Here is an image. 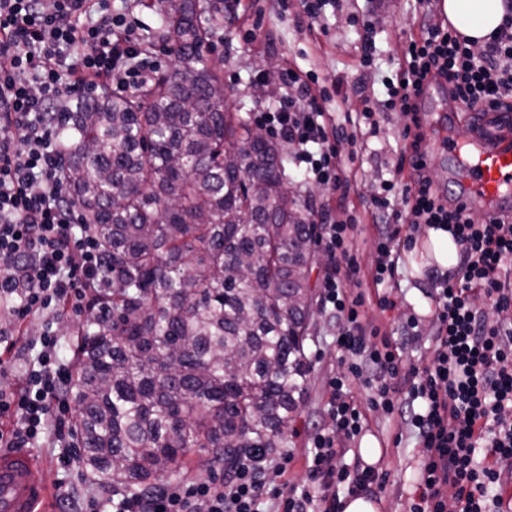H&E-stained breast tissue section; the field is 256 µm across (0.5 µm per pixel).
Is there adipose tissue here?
<instances>
[{"label":"adipose tissue","mask_w":512,"mask_h":512,"mask_svg":"<svg viewBox=\"0 0 512 512\" xmlns=\"http://www.w3.org/2000/svg\"><path fill=\"white\" fill-rule=\"evenodd\" d=\"M442 12L459 35L480 46L502 23L504 0H443ZM428 252L440 269H451L457 263L458 247L446 231L427 229L422 248L410 250L406 259L419 269L424 267Z\"/></svg>","instance_id":"ef3b65f1"}]
</instances>
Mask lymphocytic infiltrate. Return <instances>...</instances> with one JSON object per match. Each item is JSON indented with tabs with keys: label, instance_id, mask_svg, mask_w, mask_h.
Listing matches in <instances>:
<instances>
[{
	"label": "lymphocytic infiltrate",
	"instance_id": "1",
	"mask_svg": "<svg viewBox=\"0 0 512 512\" xmlns=\"http://www.w3.org/2000/svg\"><path fill=\"white\" fill-rule=\"evenodd\" d=\"M125 12L106 0H0V302L17 319H41L40 350L27 364L24 384L0 393V448L66 445L70 410L61 396L73 368L58 355L56 317L88 309L91 292L106 287L112 272L95 239L73 220L75 205L60 172L67 154L54 129L56 113L92 87L136 92L154 67ZM452 97L486 111L512 112V0L504 22L483 48L435 27L410 40L403 63L385 84L389 105L416 121L413 101L429 79ZM295 97L262 107L255 123L297 145L294 164L305 179L347 194L352 188L338 159V130L323 103L330 95L313 71L291 70L280 78ZM409 182L384 181L373 196L387 216L374 241L372 280L394 278V242L404 224L448 231L459 247L455 270L432 274L435 303L432 358L403 368L399 346L370 330L363 299L347 288L358 269L347 224L323 213L314 222L334 270L322 286L321 307L334 318L337 347L351 365L328 380L329 426L316 430L305 457L310 487L290 486L293 453L250 452L221 481L169 484L125 496L115 512H342L341 494L375 491L373 466H338L344 440L359 437L365 414L351 394L352 382L372 393L371 405L399 415L416 428L423 448L420 494L411 512H501L502 463L512 461V287L500 270L512 262V224L477 223L464 203L448 206L433 190L424 162L413 164ZM490 301L499 313L487 322L477 306ZM405 401H398V394ZM489 454L490 462L478 460ZM322 495H315L313 487Z\"/></svg>",
	"mask_w": 512,
	"mask_h": 512
}]
</instances>
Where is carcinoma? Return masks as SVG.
Returning <instances> with one entry per match:
<instances>
[{
  "label": "carcinoma",
  "mask_w": 512,
  "mask_h": 512,
  "mask_svg": "<svg viewBox=\"0 0 512 512\" xmlns=\"http://www.w3.org/2000/svg\"><path fill=\"white\" fill-rule=\"evenodd\" d=\"M177 65L55 117L61 179L112 283L94 297L68 394L92 478L130 494L274 448L311 371L317 227L282 189L279 144L227 110L204 0H154Z\"/></svg>",
  "instance_id": "cac0c4a2"
}]
</instances>
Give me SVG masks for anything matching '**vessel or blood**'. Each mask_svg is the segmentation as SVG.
Instances as JSON below:
<instances>
[{
  "instance_id": "obj_1",
  "label": "vessel or blood",
  "mask_w": 512,
  "mask_h": 512,
  "mask_svg": "<svg viewBox=\"0 0 512 512\" xmlns=\"http://www.w3.org/2000/svg\"><path fill=\"white\" fill-rule=\"evenodd\" d=\"M421 111H465L447 98L444 85L432 82L416 99ZM435 152L454 153L465 178L464 200L493 212L512 196V115L473 113L462 138L434 140ZM49 484L39 460L26 449L0 451V512H43Z\"/></svg>"
}]
</instances>
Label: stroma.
I'll return each mask as SVG.
<instances>
[{
    "label": "stroma",
    "instance_id": "obj_1",
    "mask_svg": "<svg viewBox=\"0 0 512 512\" xmlns=\"http://www.w3.org/2000/svg\"><path fill=\"white\" fill-rule=\"evenodd\" d=\"M249 9L241 11L234 0H214L224 16L223 25L213 30L208 58L220 61L224 71V88L231 110L253 112L255 107L279 106L287 90L279 85V73L291 70H311L327 80H339L329 111L337 127L346 136L336 144L345 172L356 179L357 186L348 196L331 193L323 186L298 181L303 200L315 210L323 211L332 223L354 222L351 254L358 267V278L365 300L364 318L378 328L380 335L392 337L401 347L404 367H418L428 361L432 324L427 316L429 300L424 294L430 282L427 274H416L407 264V246L397 242V274L389 283L375 287L372 270L375 265L373 240L380 221L368 206L383 181L401 176L410 179L412 171L403 160L404 128L402 113L386 105L384 85L406 50L409 37L420 35L423 26L440 24V10L422 17L414 0H336L335 6L325 7L314 29H307L297 20V0L280 6L279 0H246ZM370 30H363V23ZM374 50V64L364 68L359 63L363 42ZM372 105L371 117H364L365 105ZM385 293L396 301L394 310H381L377 293ZM420 316L416 333H409L407 320ZM12 326L10 354L5 355L6 370L0 374V390L11 391L22 383L26 361L35 357L32 347L40 328V320L29 318L15 321L7 306L0 305V323ZM336 329L321 306H314L309 320L306 354L312 364L307 392L292 428L279 449H292L295 461L288 477L291 484L304 486L308 475L304 457L312 445L316 428L327 426L329 394L328 379L345 372L335 342ZM361 405L367 425L365 435L381 444V454L375 464L383 485L380 512H409L410 504L419 494L415 475L422 450L415 429L371 407L372 393L356 385L352 388ZM35 456L42 463L45 476L55 497L53 512H63L60 499L65 489L80 494L96 493L84 471H64L55 448H38Z\"/></svg>",
    "mask_w": 512,
    "mask_h": 512
}]
</instances>
